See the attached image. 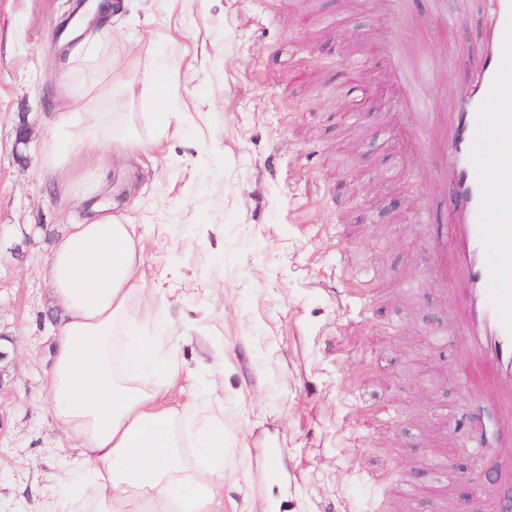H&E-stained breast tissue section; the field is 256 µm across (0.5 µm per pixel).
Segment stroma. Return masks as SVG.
<instances>
[{
    "label": "stroma",
    "instance_id": "stroma-1",
    "mask_svg": "<svg viewBox=\"0 0 512 512\" xmlns=\"http://www.w3.org/2000/svg\"><path fill=\"white\" fill-rule=\"evenodd\" d=\"M77 0H0V512L78 500L69 446L42 401L52 356L55 238L102 204L130 216L144 254L143 299L164 298L163 348L178 373L171 406L197 404L224 430V512H483L465 486L490 475L460 454L465 409L494 425L462 355L432 330L460 316L465 276L440 279L433 243L449 197H424L444 126L409 145L385 63L387 30L432 57L438 97L467 77L480 20L456 42L427 21L392 28L391 0H120L93 77L120 85L150 67L158 97L117 100L142 135L169 125L130 168L83 162L69 188L41 174L55 113L69 105L55 58ZM28 126L27 143L16 141ZM434 221L419 223L422 205Z\"/></svg>",
    "mask_w": 512,
    "mask_h": 512
}]
</instances>
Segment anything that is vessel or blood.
I'll use <instances>...</instances> for the list:
<instances>
[{"mask_svg": "<svg viewBox=\"0 0 512 512\" xmlns=\"http://www.w3.org/2000/svg\"><path fill=\"white\" fill-rule=\"evenodd\" d=\"M430 20L443 37L455 39L467 22L472 0H459L447 18L445 0H430ZM484 46L466 81L448 97L451 135L440 149L436 178L449 191L448 224L434 244L436 260L453 254L466 279L463 316L447 335L464 356L463 385L480 383L499 410L501 447H512V145L481 149L488 132L512 127V0H492L482 23ZM388 65L399 81L397 104L413 119L414 151L427 150V133L439 120L433 96L437 72L423 53L390 42Z\"/></svg>", "mask_w": 512, "mask_h": 512, "instance_id": "vessel-or-blood-1", "label": "vessel or blood"}]
</instances>
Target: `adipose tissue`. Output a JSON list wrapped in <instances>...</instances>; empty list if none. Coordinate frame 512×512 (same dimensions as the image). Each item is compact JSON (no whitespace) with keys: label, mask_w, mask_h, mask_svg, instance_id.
I'll use <instances>...</instances> for the list:
<instances>
[{"label":"adipose tissue","mask_w":512,"mask_h":512,"mask_svg":"<svg viewBox=\"0 0 512 512\" xmlns=\"http://www.w3.org/2000/svg\"><path fill=\"white\" fill-rule=\"evenodd\" d=\"M107 93L70 86L44 148L47 175L92 152L128 160L155 146L127 113L98 111ZM91 210L89 222L66 226L46 270L61 316L45 409L72 442L64 469L92 486L85 512H222V469L204 475L186 463L185 414L162 404L168 387L154 377L174 376L172 365L152 337H132L128 302L144 265L136 226L100 205Z\"/></svg>","instance_id":"1"}]
</instances>
